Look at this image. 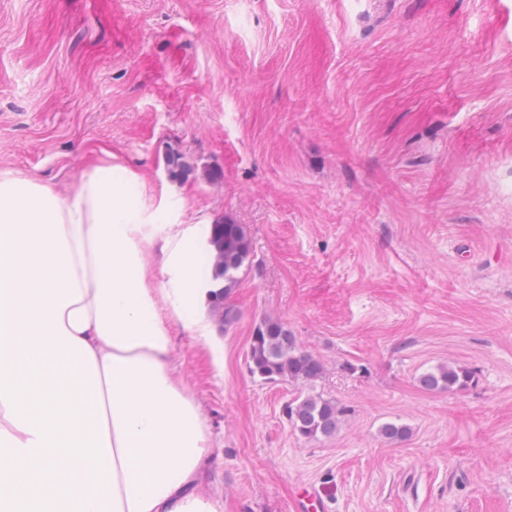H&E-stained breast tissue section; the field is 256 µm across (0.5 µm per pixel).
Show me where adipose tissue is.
<instances>
[{
  "label": "adipose tissue",
  "instance_id": "obj_1",
  "mask_svg": "<svg viewBox=\"0 0 512 512\" xmlns=\"http://www.w3.org/2000/svg\"><path fill=\"white\" fill-rule=\"evenodd\" d=\"M143 194L108 160L64 195L0 174V512H224L171 358L173 319L214 344L199 228L160 236Z\"/></svg>",
  "mask_w": 512,
  "mask_h": 512
}]
</instances>
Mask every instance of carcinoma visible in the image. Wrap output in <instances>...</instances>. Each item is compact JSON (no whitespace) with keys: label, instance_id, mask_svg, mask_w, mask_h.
Returning a JSON list of instances; mask_svg holds the SVG:
<instances>
[{"label":"carcinoma","instance_id":"carcinoma-1","mask_svg":"<svg viewBox=\"0 0 512 512\" xmlns=\"http://www.w3.org/2000/svg\"><path fill=\"white\" fill-rule=\"evenodd\" d=\"M206 245L211 250V277L216 291L212 294L211 310L225 324L234 322L236 310L227 303L239 281V272L250 254V238L241 224L210 225ZM249 370L265 382L288 380L302 386H312L324 373L322 361L302 350L295 337L276 320L266 319L254 331L248 356ZM471 381V372L459 365H442L419 376L420 386L427 391L462 389ZM346 408L320 394L301 392L289 404L286 416L291 428L301 437L316 440L334 434ZM410 429L401 423L387 422L380 435L389 442H401Z\"/></svg>","mask_w":512,"mask_h":512}]
</instances>
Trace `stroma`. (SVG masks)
Returning <instances> with one entry per match:
<instances>
[{
  "label": "stroma",
  "mask_w": 512,
  "mask_h": 512,
  "mask_svg": "<svg viewBox=\"0 0 512 512\" xmlns=\"http://www.w3.org/2000/svg\"><path fill=\"white\" fill-rule=\"evenodd\" d=\"M108 153L169 223L250 233L223 365L171 324L224 512L306 486L324 512H512V0H0V171L63 191ZM268 318L323 361L334 435L250 374ZM448 362L473 383L420 387ZM346 408L320 394L300 392L289 404L286 416L291 428L301 437L316 440L334 434Z\"/></svg>",
  "instance_id": "stroma-1"
}]
</instances>
